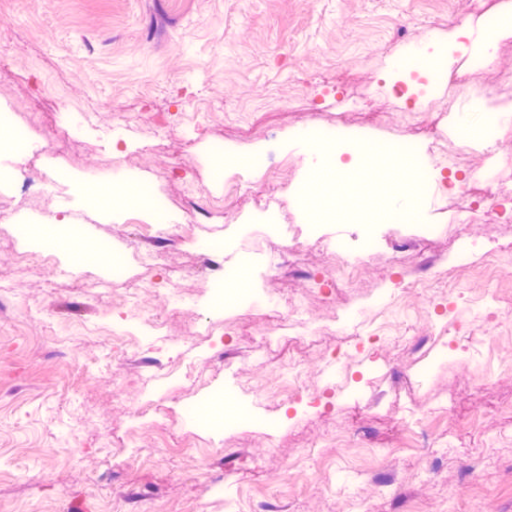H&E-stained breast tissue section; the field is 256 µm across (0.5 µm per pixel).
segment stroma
Wrapping results in <instances>:
<instances>
[{
    "label": "stroma",
    "instance_id": "35a3bbf8",
    "mask_svg": "<svg viewBox=\"0 0 512 512\" xmlns=\"http://www.w3.org/2000/svg\"><path fill=\"white\" fill-rule=\"evenodd\" d=\"M1 15L11 30L0 37V110L30 135L21 158L0 130L11 176L0 188V512H260L267 501L405 512L407 499L421 512H512V223L481 216L468 230L476 249L434 285L419 267L447 256L458 233L445 176L405 205L389 165L362 167L342 196L347 222H320L305 135L309 108L333 124L342 80L375 87L385 115L369 126L348 113L365 129L360 145L410 134L409 114L377 84L419 53L445 68L428 70L432 93L415 111L453 133L512 114L510 83L453 110L447 84L453 69L484 82L475 62L486 55L512 74V27L488 34L470 0H0ZM44 112L61 113L69 140L49 142ZM160 114L172 122L158 136ZM272 130L284 178L252 162ZM470 166L512 181V128ZM239 176L254 195L233 191ZM269 198L282 223L318 224L303 262L322 279L338 277L336 252L361 250L360 212L379 209L393 238L421 241L405 258L412 291L379 304L389 270L372 258L326 301L302 278L271 275L215 303L198 253L223 244L225 266L254 275L277 243L255 219ZM147 224L176 239L152 270L130 247ZM116 256L128 271L113 285ZM496 289L490 327L483 300ZM293 298L306 300L316 341L276 331ZM339 312L381 327L386 346L369 351L353 325L336 326ZM132 313L157 327L150 356L185 371L165 377L114 347L113 322ZM212 330L240 357L225 362ZM339 344L349 359L330 365L324 353ZM319 382L333 384L332 402L295 412L288 386ZM419 414L429 428L408 432ZM389 448L400 451L398 496L373 477ZM471 457L475 488L462 471Z\"/></svg>",
    "mask_w": 512,
    "mask_h": 512
}]
</instances>
